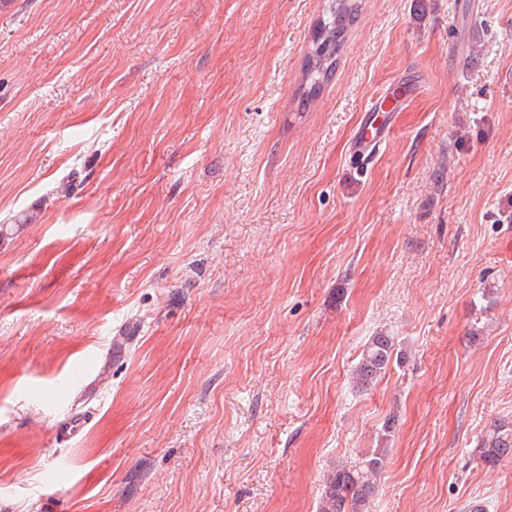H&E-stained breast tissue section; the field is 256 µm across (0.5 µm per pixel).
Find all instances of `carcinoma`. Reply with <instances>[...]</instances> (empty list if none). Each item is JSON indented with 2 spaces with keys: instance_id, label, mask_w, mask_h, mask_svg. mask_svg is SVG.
Returning a JSON list of instances; mask_svg holds the SVG:
<instances>
[{
  "instance_id": "carcinoma-1",
  "label": "carcinoma",
  "mask_w": 512,
  "mask_h": 512,
  "mask_svg": "<svg viewBox=\"0 0 512 512\" xmlns=\"http://www.w3.org/2000/svg\"><path fill=\"white\" fill-rule=\"evenodd\" d=\"M357 0H329L326 15L319 20L305 61L307 90L302 103L333 76L343 48L345 36L358 18ZM404 353L397 350L395 337L380 331L366 343L352 380L359 390H367L390 369L393 362H403ZM481 457L494 465L512 456V422L492 423L482 437ZM387 463L383 449L374 450L359 462L338 464L324 480L317 512H370L377 492V477Z\"/></svg>"
}]
</instances>
